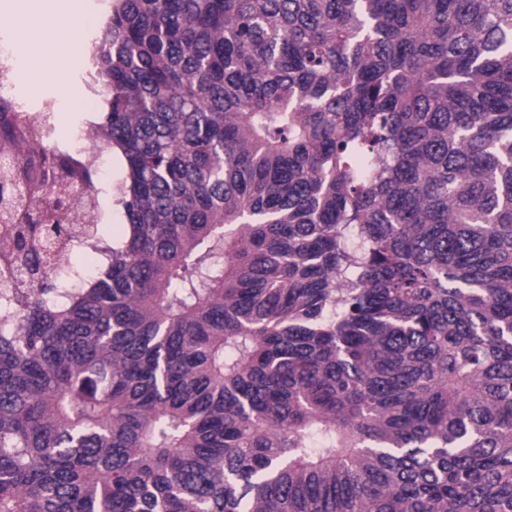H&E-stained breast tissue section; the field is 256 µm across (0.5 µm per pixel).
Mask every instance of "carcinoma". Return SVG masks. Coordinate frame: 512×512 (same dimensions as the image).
<instances>
[{
  "label": "carcinoma",
  "instance_id": "1",
  "mask_svg": "<svg viewBox=\"0 0 512 512\" xmlns=\"http://www.w3.org/2000/svg\"><path fill=\"white\" fill-rule=\"evenodd\" d=\"M92 69L118 240L0 101V512H512V0H111ZM102 150L95 156L98 171L97 187L103 215L99 206L95 209L79 203H72L62 220L66 224H100L104 217L107 237L119 235L124 224H128L122 205L119 203L120 187L124 181L125 169L121 154L112 147L101 144Z\"/></svg>",
  "mask_w": 512,
  "mask_h": 512
}]
</instances>
